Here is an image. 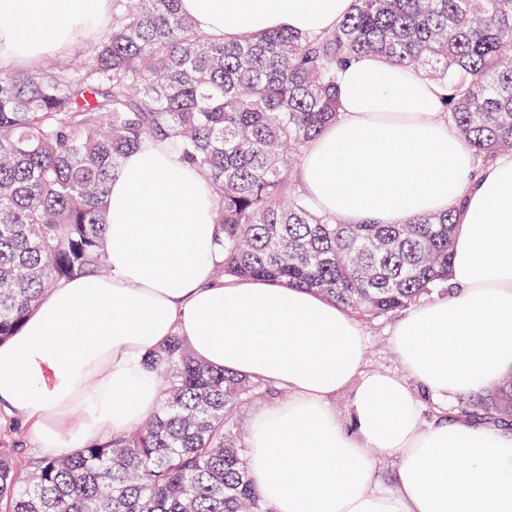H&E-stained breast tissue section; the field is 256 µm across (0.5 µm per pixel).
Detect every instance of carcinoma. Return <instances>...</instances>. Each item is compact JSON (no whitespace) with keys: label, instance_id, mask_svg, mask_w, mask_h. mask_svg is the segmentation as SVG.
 Here are the masks:
<instances>
[{"label":"carcinoma","instance_id":"obj_1","mask_svg":"<svg viewBox=\"0 0 512 512\" xmlns=\"http://www.w3.org/2000/svg\"><path fill=\"white\" fill-rule=\"evenodd\" d=\"M365 55L443 84L474 172L512 153V0H354L333 31L229 42L181 0H113L74 55L0 72V343L61 281L107 272L109 181L146 140L215 189L217 276L317 292L367 321L448 293L458 207L349 224L299 189L304 148L339 116L337 72ZM150 364L161 405L108 441L21 458L25 430L1 428L0 512H270L246 422L284 390L204 364L178 336ZM461 413L512 429V376Z\"/></svg>","mask_w":512,"mask_h":512}]
</instances>
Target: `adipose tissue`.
Masks as SVG:
<instances>
[{"label": "adipose tissue", "instance_id": "1", "mask_svg": "<svg viewBox=\"0 0 512 512\" xmlns=\"http://www.w3.org/2000/svg\"><path fill=\"white\" fill-rule=\"evenodd\" d=\"M352 0H182L199 30L327 31ZM112 0H0V68L68 51ZM338 120L305 149L299 184L320 209L397 224L459 206L452 293L391 332L401 370L369 369L341 306L263 279L217 278L213 195L168 145L128 154L105 198L109 272L46 293L0 345V409L41 455L104 440L160 404L148 359L179 335L207 365L263 379L286 404L253 416L248 471L272 512H512V431L449 418L458 397L512 371V153L482 171L440 110L439 83L375 56L338 74ZM352 397L346 416L333 400ZM438 417L422 426L425 402ZM392 460V489L378 458Z\"/></svg>", "mask_w": 512, "mask_h": 512}]
</instances>
